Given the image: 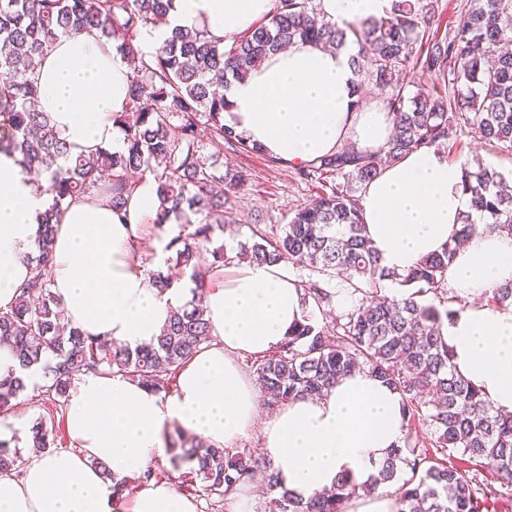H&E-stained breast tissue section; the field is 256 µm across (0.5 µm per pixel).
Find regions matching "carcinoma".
<instances>
[{"label":"carcinoma","instance_id":"obj_1","mask_svg":"<svg viewBox=\"0 0 512 512\" xmlns=\"http://www.w3.org/2000/svg\"><path fill=\"white\" fill-rule=\"evenodd\" d=\"M172 0H0V151L19 156L24 171L52 197L43 218L34 275L20 302L0 311V342L9 344L15 365L0 376V414L9 412L28 389L53 406H63L75 377L85 371L121 374L169 393L180 367L212 339L197 306L175 308L156 341L134 349L110 339L84 335L60 321L51 290L56 210L68 199L104 198L124 203L129 175L145 170L158 182L156 228L169 217L179 231L168 243L167 267L189 274L203 290L209 274L226 266L224 204L246 183V174L220 159L224 150L260 151L224 125L225 90L258 69L280 48L297 41L352 43L351 64L358 86L371 84L395 127L382 154L344 148L302 168L306 179L332 176L312 202L298 207L276 229L254 224L237 258L291 265L297 285L312 299L303 322L273 354L251 364L263 405L277 407L304 396H321L354 371H367L401 397L406 434L381 463L377 483H397L396 512H479L477 477L448 463L456 453L494 472L512 491V415L495 411L479 391L458 375L439 326L466 302L451 293L446 279L455 256L448 246L400 274L385 265L371 244L358 191L382 165L423 147L447 146L473 131L493 147L512 153V0H470L448 33L433 29L438 0H392L388 15L338 25L321 17L317 0H275L263 22L229 41L206 27H171L161 45L142 50L144 29L170 27ZM95 30L117 44L132 65L128 108L115 117L126 149L102 148L93 157L72 156L57 138L49 113L35 109L36 70L59 37ZM419 68L443 79L438 87L412 91L405 77ZM206 133V139L200 133ZM462 185L472 209L487 217L479 226L462 218L464 237L478 230L512 233V186L498 170L462 163ZM340 280L357 298L336 312L335 293L324 287ZM398 287L400 295L385 289ZM42 372L45 384L29 382ZM181 453L173 461L191 464L203 491L218 501L261 476L275 493L273 512H345L359 487L341 481L336 492L303 500L282 488L270 462L247 448L230 452L210 447L176 430ZM56 435L43 421L32 427L22 450L0 441V474L17 475L33 457L55 449Z\"/></svg>","mask_w":512,"mask_h":512}]
</instances>
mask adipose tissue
<instances>
[{
	"instance_id": "ef3b65f1",
	"label": "adipose tissue",
	"mask_w": 512,
	"mask_h": 512,
	"mask_svg": "<svg viewBox=\"0 0 512 512\" xmlns=\"http://www.w3.org/2000/svg\"><path fill=\"white\" fill-rule=\"evenodd\" d=\"M337 24L386 16L391 0H318ZM274 0H173L175 26H205L229 39L267 15ZM355 45L334 50L299 41L267 59L226 92L225 125L248 144L298 168L336 152L344 142L364 151L386 148L392 116L358 101L350 66ZM38 108L56 136L85 156L125 148L114 117L127 108L130 73L114 43L97 32L60 37L37 71ZM366 231L385 266L403 273L442 252L470 212L460 163L446 149L424 147L385 168L364 188ZM52 198L0 152V309L9 310L30 280L29 255ZM159 212L157 183L144 172L122 209L101 198L67 201L57 219L49 264L52 290L69 325L129 347L150 343L170 311L190 297V283L157 288L140 247ZM448 286L468 301L440 335L465 379L502 414H512V306L492 303L512 282V235L481 232L457 252ZM213 339L178 372L171 395L119 374L78 375L67 404L74 445L31 459L20 477L0 475V512H123L113 480L141 472L166 450L178 425L204 443L231 449L260 435L281 487L308 498L341 480L371 484L401 445L402 401L380 379L352 373L319 398L287 402L262 416L258 389L240 360L276 350L305 311L304 291L285 264L234 263L215 269L202 297ZM114 474L105 480L98 463ZM130 512H199L194 497L172 482H147Z\"/></svg>"
}]
</instances>
